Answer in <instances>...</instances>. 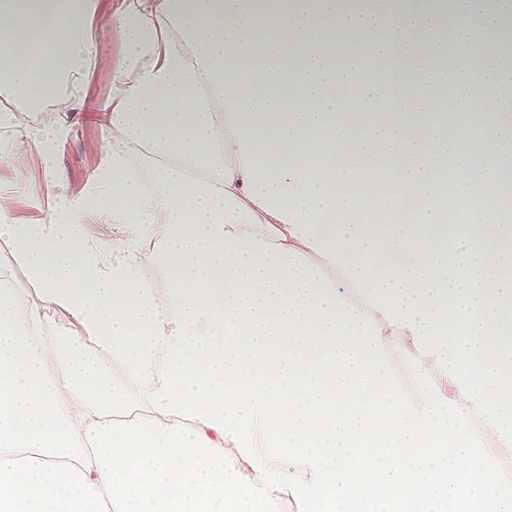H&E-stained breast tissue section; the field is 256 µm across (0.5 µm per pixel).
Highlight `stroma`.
<instances>
[{
	"mask_svg": "<svg viewBox=\"0 0 512 512\" xmlns=\"http://www.w3.org/2000/svg\"><path fill=\"white\" fill-rule=\"evenodd\" d=\"M114 2L98 0L93 25L97 56L93 71L85 79L80 109H73L65 99L55 98L50 100L46 111L33 112L15 96L0 94V110H14L18 125L34 137L53 134L63 116L71 125L57 143V163L67 177L52 188L46 185L48 174L34 146L13 149L0 145V209L17 223H38L49 197L79 195L97 176L104 154L112 143V133L104 129L97 109L112 98V69L123 52L122 42L112 23ZM19 171L36 184V192H11L14 176Z\"/></svg>",
	"mask_w": 512,
	"mask_h": 512,
	"instance_id": "35a3bbf8",
	"label": "stroma"
}]
</instances>
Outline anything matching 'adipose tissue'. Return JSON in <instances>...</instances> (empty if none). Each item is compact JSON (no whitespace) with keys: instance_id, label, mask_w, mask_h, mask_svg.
I'll return each instance as SVG.
<instances>
[{"instance_id":"ef3b65f1","label":"adipose tissue","mask_w":512,"mask_h":512,"mask_svg":"<svg viewBox=\"0 0 512 512\" xmlns=\"http://www.w3.org/2000/svg\"><path fill=\"white\" fill-rule=\"evenodd\" d=\"M95 13L0 0V90L79 105ZM389 18L379 52H446L438 0H120L97 177L40 223L0 212L37 286L22 307L0 285V512H512V251L483 219L488 163L512 164L505 84L487 63L480 154L444 112L410 133L400 94L382 123L337 121V85L378 94L356 58L331 66L337 34ZM3 139L64 180L55 138L1 113ZM450 153L467 224L433 192ZM359 172L388 192L363 203ZM90 215L118 225L110 253ZM84 234L97 243L103 250L108 248L115 230L114 224H104L96 216H88L83 219Z\"/></svg>"}]
</instances>
